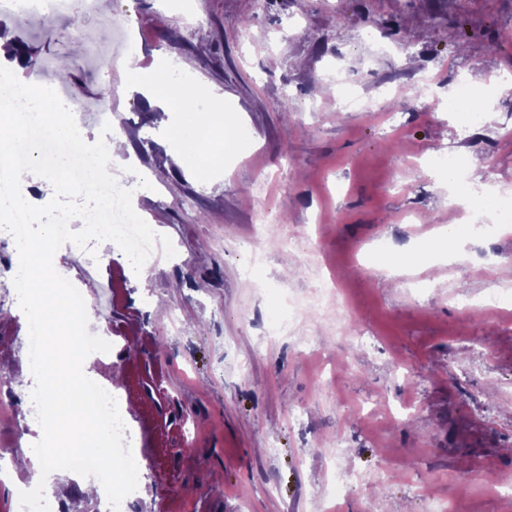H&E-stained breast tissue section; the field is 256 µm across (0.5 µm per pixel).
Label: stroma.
<instances>
[{"label": "stroma", "mask_w": 512, "mask_h": 512, "mask_svg": "<svg viewBox=\"0 0 512 512\" xmlns=\"http://www.w3.org/2000/svg\"><path fill=\"white\" fill-rule=\"evenodd\" d=\"M66 2L37 25L0 14V28L40 63L70 64L81 103L114 84L115 113H77L80 133L92 143L104 124L120 128L151 176L128 182L133 209L176 250L138 275L111 242L94 246L98 284L123 291L112 348L83 371L127 404L133 512H512L489 481L512 478V293L486 316L455 302L478 303L487 265L512 261V232L473 233L429 174L454 151L512 185V95L487 97L465 143V113L445 109L458 83L512 72V0H186L183 11L172 0H100L95 13ZM111 19L132 20L144 68L188 64L249 146L225 153L216 173L179 166L173 115L145 111L123 67L107 77L74 53L79 34ZM333 64L344 75L335 97L321 92ZM354 92L372 95L373 111L337 109ZM456 223V258L414 253ZM288 237L296 250L281 246ZM381 246L411 254L397 276L370 264ZM312 254L353 306L351 332L312 316L295 336L263 341L260 325L282 314L286 293L311 288ZM355 333L375 348L357 349ZM27 334L12 306L0 319V378L20 379L25 401ZM334 469L345 481L330 501ZM78 492L73 481L25 497L0 489V512H57Z\"/></svg>", "instance_id": "obj_1"}]
</instances>
